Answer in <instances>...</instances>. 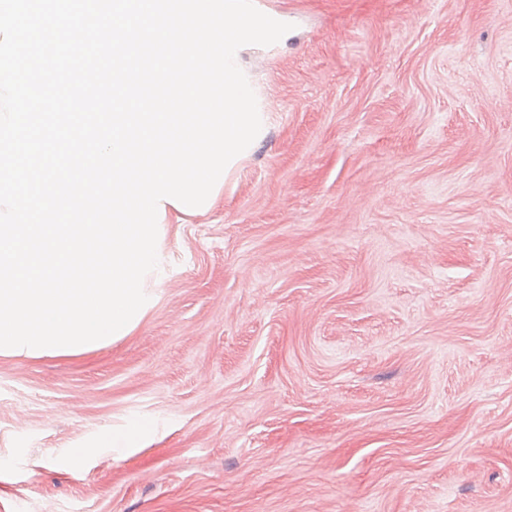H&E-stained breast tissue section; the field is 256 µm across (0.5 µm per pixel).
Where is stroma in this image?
<instances>
[{
	"mask_svg": "<svg viewBox=\"0 0 512 512\" xmlns=\"http://www.w3.org/2000/svg\"><path fill=\"white\" fill-rule=\"evenodd\" d=\"M255 5L267 134L152 309L0 356V512H512V0ZM151 429L143 424H135L132 430L129 431H113L112 437L105 439V444L112 447L118 457H124L135 447H140V444L149 436Z\"/></svg>",
	"mask_w": 512,
	"mask_h": 512,
	"instance_id": "1",
	"label": "stroma"
}]
</instances>
